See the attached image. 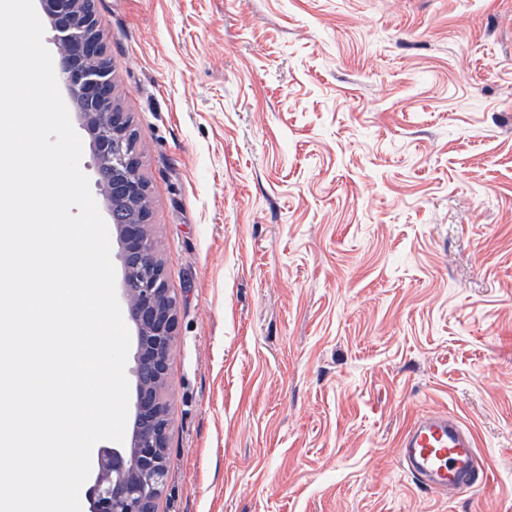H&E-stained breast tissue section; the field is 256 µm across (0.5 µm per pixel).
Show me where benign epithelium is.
Here are the masks:
<instances>
[{
  "label": "benign epithelium",
  "instance_id": "1",
  "mask_svg": "<svg viewBox=\"0 0 512 512\" xmlns=\"http://www.w3.org/2000/svg\"><path fill=\"white\" fill-rule=\"evenodd\" d=\"M60 54L59 78L73 111L91 138L103 199L122 278L118 299L134 336V394L126 437L118 448L97 449L90 512H156L167 480L165 448L171 404L164 393L171 344L178 322L172 294L149 232L147 185L140 173L132 127L124 112H103L113 97L112 69L97 64L101 41L78 22L82 0H40Z\"/></svg>",
  "mask_w": 512,
  "mask_h": 512
}]
</instances>
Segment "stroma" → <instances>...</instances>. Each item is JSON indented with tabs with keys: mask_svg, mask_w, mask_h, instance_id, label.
<instances>
[{
	"mask_svg": "<svg viewBox=\"0 0 512 512\" xmlns=\"http://www.w3.org/2000/svg\"><path fill=\"white\" fill-rule=\"evenodd\" d=\"M179 301L157 512H512V0H96ZM446 411L485 485L418 488Z\"/></svg>",
	"mask_w": 512,
	"mask_h": 512,
	"instance_id": "35a3bbf8",
	"label": "stroma"
}]
</instances>
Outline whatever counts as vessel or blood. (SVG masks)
<instances>
[{
	"label": "vessel or blood",
	"mask_w": 512,
	"mask_h": 512,
	"mask_svg": "<svg viewBox=\"0 0 512 512\" xmlns=\"http://www.w3.org/2000/svg\"><path fill=\"white\" fill-rule=\"evenodd\" d=\"M399 456L417 483L430 491H464L483 483L472 432L457 418L433 412L403 432Z\"/></svg>",
	"instance_id": "b4317fda"
}]
</instances>
